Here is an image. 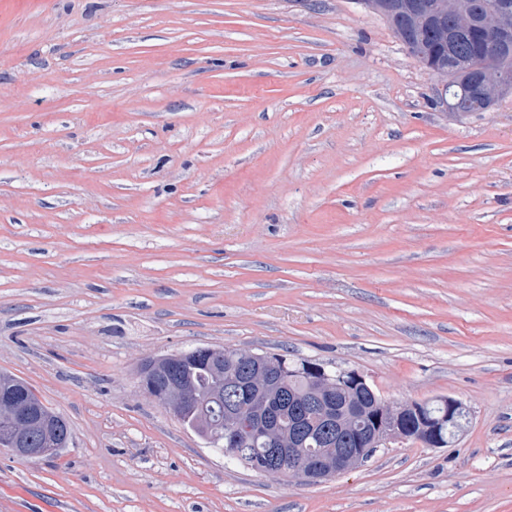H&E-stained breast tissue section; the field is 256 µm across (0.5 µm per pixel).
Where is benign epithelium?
I'll list each match as a JSON object with an SVG mask.
<instances>
[{
  "label": "benign epithelium",
  "instance_id": "1",
  "mask_svg": "<svg viewBox=\"0 0 512 512\" xmlns=\"http://www.w3.org/2000/svg\"><path fill=\"white\" fill-rule=\"evenodd\" d=\"M363 4L390 21L402 26H426L448 45V61L435 64L418 55L417 61L436 82L437 95L447 111L465 114L467 110L453 103V88L462 72H467L471 94L490 109L503 94L512 93V75L499 68V58L512 53V0H477L459 7L457 0H448V8H434L428 0H362ZM485 45L482 55L473 63L460 61L455 45L460 41ZM195 355L206 360L217 372H224V386L201 390L180 379L170 370V362ZM278 361L270 355L243 352L236 348L196 347L190 351L147 357L139 365L140 390L171 414L177 416L185 407H195L211 419L217 437L224 439V455L240 457L239 423L251 422L263 437L265 464L261 475L286 484L298 482L318 485L345 474L359 465L380 447L405 442L408 436L402 418L418 410L415 402L382 399L374 403L369 418L374 427L363 437L365 447L343 448L336 433L350 427L349 417L336 408L337 396L369 388L366 376L356 369L331 370L319 362L306 363L312 375L308 397L301 401L304 413L288 422L283 430L278 422L273 400L279 395L276 368ZM14 384L0 381V415L7 418L11 431L7 443L13 456L35 461L68 447L69 439L62 430L63 417L50 412L41 398L16 397ZM448 405V424L454 433L462 431L455 417L467 410L462 400L444 398ZM322 427V447H308L314 426Z\"/></svg>",
  "mask_w": 512,
  "mask_h": 512
}]
</instances>
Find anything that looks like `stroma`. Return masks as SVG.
<instances>
[{
  "mask_svg": "<svg viewBox=\"0 0 512 512\" xmlns=\"http://www.w3.org/2000/svg\"><path fill=\"white\" fill-rule=\"evenodd\" d=\"M197 346L463 400L324 483L138 388ZM68 421L0 512H512V96L453 115L361 0H0V372Z\"/></svg>",
  "mask_w": 512,
  "mask_h": 512,
  "instance_id": "1",
  "label": "stroma"
}]
</instances>
